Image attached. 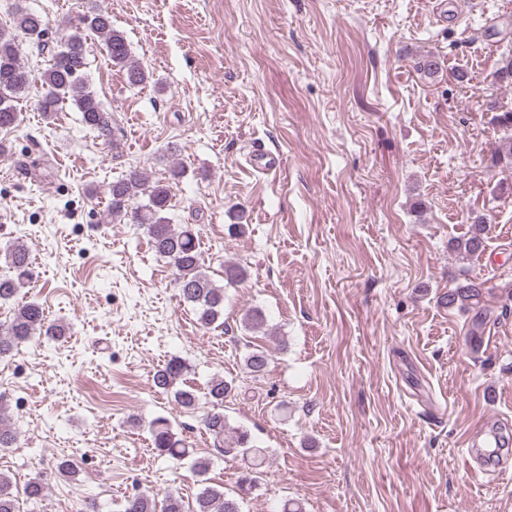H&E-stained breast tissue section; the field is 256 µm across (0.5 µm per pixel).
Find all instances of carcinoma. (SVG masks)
Listing matches in <instances>:
<instances>
[{"mask_svg":"<svg viewBox=\"0 0 512 512\" xmlns=\"http://www.w3.org/2000/svg\"><path fill=\"white\" fill-rule=\"evenodd\" d=\"M49 21L43 16L19 9L12 24L0 27V129H10L20 122V113L14 102L31 83V71L22 57L21 39L26 38L38 54L49 56L48 67L40 74L44 93L38 102L39 110L46 115L72 103L81 113V121L106 138H112V112L98 101L94 92L84 82L88 41L98 37L112 65L126 71L128 82L140 85L148 81L149 74L131 61L128 41L123 32L112 27L110 15L93 8L83 14L79 22L70 26L59 42L49 46L43 39ZM494 120L504 132L495 150L499 164L512 169V110L495 115ZM170 181L152 182L142 172L134 170L112 182L109 214L112 222L125 220L143 224L151 239L154 251L166 259L175 270V281L183 300L192 306L197 322L210 328L223 317L224 287L213 280L206 268L197 234L190 224H172L166 216L171 207ZM486 218H472L468 233L450 241V248L461 259L469 260L485 250ZM31 256L28 247L18 241L0 247V304L12 301L20 288L32 277ZM248 277L245 267L238 264L224 266V280L228 285L244 282ZM487 288L484 283L463 278L438 297L444 307L471 311L480 307ZM245 330L259 333L265 330L264 312L254 307L243 317ZM65 335L62 325L46 321L42 307L30 302L18 307L9 322L0 324V357L10 354L19 346L35 339L57 341ZM269 368V354L261 346L251 348L245 357V369L254 378L265 375ZM188 365L179 357L170 358L158 369L153 382L155 387L173 397L183 410H194L204 399L211 409L206 412L204 427L226 456H242L250 460L251 469L262 464L258 450L251 445L248 431L229 424L224 415V400L235 391V385L222 377H213L206 385L204 395L185 381ZM154 451L159 457L180 460L189 454L186 443L173 432L172 424L165 417L151 423ZM15 441L10 419L0 411V448H9ZM156 502L144 494L125 499L123 512H156ZM0 512H18V499L13 492L10 478L0 474ZM195 512H241L237 499L229 498L224 488L206 485L197 494Z\"/></svg>","mask_w":512,"mask_h":512,"instance_id":"cac0c4a2","label":"carcinoma"}]
</instances>
